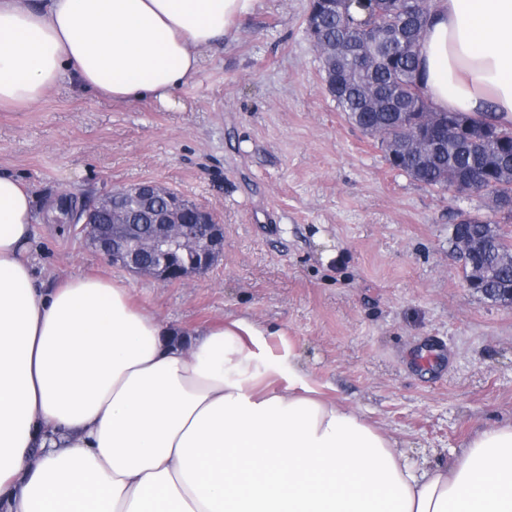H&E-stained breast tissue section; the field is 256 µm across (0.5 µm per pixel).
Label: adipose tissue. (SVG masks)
<instances>
[{
  "instance_id": "adipose-tissue-1",
  "label": "adipose tissue",
  "mask_w": 512,
  "mask_h": 512,
  "mask_svg": "<svg viewBox=\"0 0 512 512\" xmlns=\"http://www.w3.org/2000/svg\"><path fill=\"white\" fill-rule=\"evenodd\" d=\"M257 0H0V107L73 75L170 101ZM419 46L440 112L512 125V0H431ZM32 197L0 174V512H512V423L415 465L263 329L174 336L104 276L44 287Z\"/></svg>"
}]
</instances>
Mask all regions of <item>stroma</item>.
Masks as SVG:
<instances>
[{"instance_id": "35a3bbf8", "label": "stroma", "mask_w": 512, "mask_h": 512, "mask_svg": "<svg viewBox=\"0 0 512 512\" xmlns=\"http://www.w3.org/2000/svg\"><path fill=\"white\" fill-rule=\"evenodd\" d=\"M309 0H258L169 103L112 102L64 79L37 105L0 110V173L34 196L29 256L46 285L105 274L182 331L241 317L278 359L296 355L333 397L436 461L475 430L512 422V307L466 286L448 242L451 196L390 168L325 90ZM155 181L209 208L224 255L159 284L115 268L51 218Z\"/></svg>"}]
</instances>
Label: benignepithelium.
Listing matches in <instances>:
<instances>
[{
  "mask_svg": "<svg viewBox=\"0 0 512 512\" xmlns=\"http://www.w3.org/2000/svg\"><path fill=\"white\" fill-rule=\"evenodd\" d=\"M127 195L142 198L152 207L148 232L128 227L120 219L112 224L96 219L99 208ZM75 231L112 265L160 283L201 276L224 255V225L207 209L153 181L105 194L82 214Z\"/></svg>",
  "mask_w": 512,
  "mask_h": 512,
  "instance_id": "7a95c632",
  "label": "benign epithelium"
}]
</instances>
